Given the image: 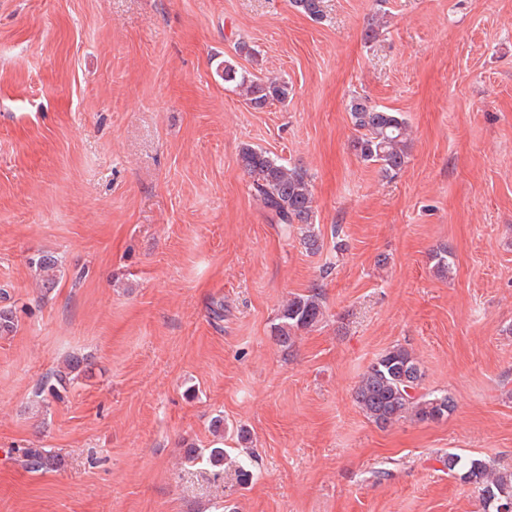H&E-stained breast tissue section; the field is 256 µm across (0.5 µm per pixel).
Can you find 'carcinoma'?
<instances>
[{"mask_svg":"<svg viewBox=\"0 0 512 512\" xmlns=\"http://www.w3.org/2000/svg\"><path fill=\"white\" fill-rule=\"evenodd\" d=\"M292 5L314 22L324 18V0H292ZM221 77L256 109L274 101L284 102L290 94L288 82L276 77L262 79L246 75L227 61ZM347 111L356 131L352 147L359 159L377 166L385 177H393L402 171L411 145L406 118L399 112L372 104L361 95L349 99ZM238 165L249 176L251 189L268 212L271 223L304 225L303 245L310 251L319 250V237L313 227L312 185L307 172L297 166H286L268 152L250 145L241 148ZM29 264L40 276L41 297H47L60 279L58 256L50 251H40L29 258ZM7 300V293L1 292V338L13 335L19 325L17 308ZM324 315L320 287L314 286L306 294L294 295L282 306L273 324L272 333L277 344L286 350L292 349L297 333L316 326ZM92 370L93 363L87 358L73 356L62 369L40 384L37 394L59 399L61 392L67 390L80 375L92 376ZM422 376L419 362L412 352L403 346H393L368 366L355 389L354 400L365 416L382 429L406 418L418 422L439 421L454 410V400L447 394L426 396L418 393ZM209 428L216 440L204 450L189 448L185 460L190 464H209L218 477L227 460V453L221 447L224 417H213ZM22 458L26 468L35 472L61 465L57 456L43 448H25ZM447 465L451 473L459 466L465 469L464 478L474 486L482 508H493L498 500L512 501V472L497 473L486 461L470 459L464 462L454 454L448 455Z\"/></svg>","mask_w":512,"mask_h":512,"instance_id":"cac0c4a2","label":"carcinoma"}]
</instances>
